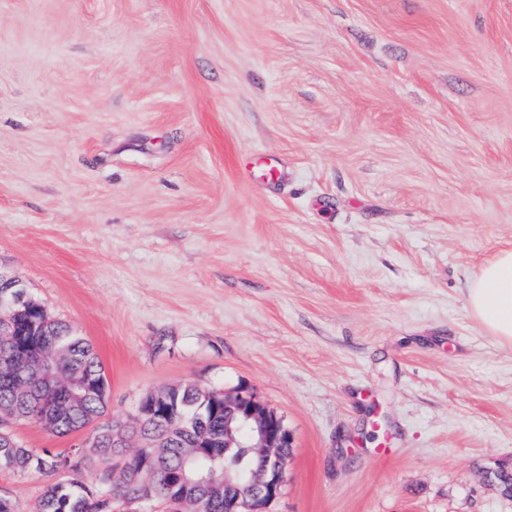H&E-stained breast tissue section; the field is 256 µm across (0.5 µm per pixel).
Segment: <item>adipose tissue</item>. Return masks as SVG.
<instances>
[{
  "label": "adipose tissue",
  "instance_id": "adipose-tissue-1",
  "mask_svg": "<svg viewBox=\"0 0 512 512\" xmlns=\"http://www.w3.org/2000/svg\"><path fill=\"white\" fill-rule=\"evenodd\" d=\"M470 312L500 343L512 346V250L484 265L467 292Z\"/></svg>",
  "mask_w": 512,
  "mask_h": 512
}]
</instances>
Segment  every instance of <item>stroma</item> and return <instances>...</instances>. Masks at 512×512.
Here are the masks:
<instances>
[{
	"label": "stroma",
	"mask_w": 512,
	"mask_h": 512,
	"mask_svg": "<svg viewBox=\"0 0 512 512\" xmlns=\"http://www.w3.org/2000/svg\"><path fill=\"white\" fill-rule=\"evenodd\" d=\"M503 249L512 0H0V266L108 419L186 383L275 410L268 512H512V346L466 303ZM48 482L0 471L16 512Z\"/></svg>",
	"instance_id": "obj_1"
}]
</instances>
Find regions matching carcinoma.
<instances>
[{
    "label": "carcinoma",
    "mask_w": 512,
    "mask_h": 512,
    "mask_svg": "<svg viewBox=\"0 0 512 512\" xmlns=\"http://www.w3.org/2000/svg\"><path fill=\"white\" fill-rule=\"evenodd\" d=\"M40 318L48 320L49 335L35 342L27 336H9L0 331V349L11 345L28 355L40 348L46 349L55 365L53 377L43 378L28 364L20 362L0 376V403L20 402L24 421L38 423L45 415L53 414L56 416L53 432L67 436L104 416L107 407L106 377L96 351L85 338L76 335L68 324L49 318L45 312L40 314ZM211 393L212 389L198 383L179 386L178 419L186 424V430L176 444L152 459L158 472L177 464L194 447L198 452L193 468L198 471L211 466L219 469L226 462L242 467L254 463L246 455V449L224 441L223 406L213 409L201 420L194 417L197 407L208 405ZM112 425L111 421L98 424L94 446L74 447L68 456L81 463L91 458L110 460L126 453L124 448L112 447ZM11 440V433L0 427V471H37L47 476L56 473L57 459L63 454L47 450L38 453L19 443L14 448L5 447ZM146 461L142 455L127 456L124 478L117 487L113 486L109 470L101 472L99 487L95 491L76 477L64 484L55 481L46 487L38 512H106L115 496L134 499L142 489L141 469ZM171 493L169 482L157 477L151 488L152 502L163 505ZM188 493L199 501L201 512H224L223 485L218 484L209 492L191 488Z\"/></svg>",
    "instance_id": "cac0c4a2"
}]
</instances>
